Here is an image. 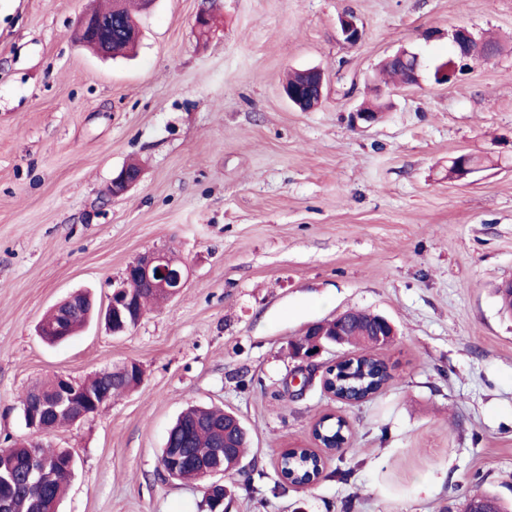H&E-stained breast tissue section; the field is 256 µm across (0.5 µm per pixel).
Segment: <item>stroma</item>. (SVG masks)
Segmentation results:
<instances>
[{"instance_id": "obj_1", "label": "stroma", "mask_w": 512, "mask_h": 512, "mask_svg": "<svg viewBox=\"0 0 512 512\" xmlns=\"http://www.w3.org/2000/svg\"><path fill=\"white\" fill-rule=\"evenodd\" d=\"M109 0H0V448L26 437L19 391L138 363L141 384L45 445L75 475L57 512H206L204 481L164 476L167 432L190 405L234 412L251 437L223 475L224 512H464L473 493L512 505V0H153L129 58L76 35ZM364 27L346 43L338 18ZM499 50L446 84L448 32ZM418 53L415 85L380 62ZM324 72L304 112L288 72ZM381 95L373 125L351 113ZM482 161L466 179L452 158ZM142 171L119 196L113 177ZM172 250L182 293L121 335L91 322L69 341L37 328L69 293L106 307L126 266ZM388 317L389 379L367 401L319 382L285 389L291 340L350 310ZM326 414L350 438L319 481L275 489L278 456L311 445Z\"/></svg>"}]
</instances>
